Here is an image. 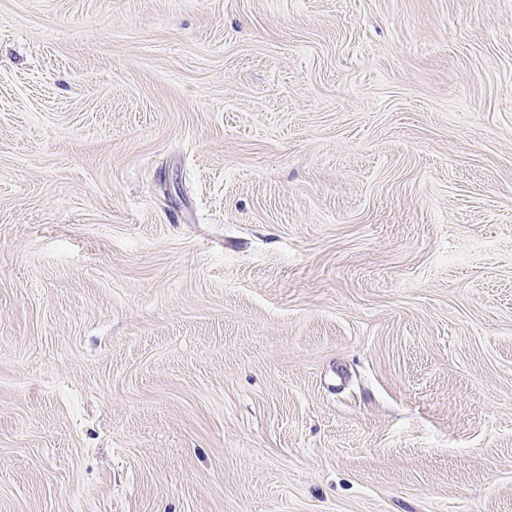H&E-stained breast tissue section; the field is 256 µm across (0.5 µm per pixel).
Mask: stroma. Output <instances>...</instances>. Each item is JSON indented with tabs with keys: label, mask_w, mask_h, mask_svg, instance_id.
<instances>
[{
	"label": "stroma",
	"mask_w": 512,
	"mask_h": 512,
	"mask_svg": "<svg viewBox=\"0 0 512 512\" xmlns=\"http://www.w3.org/2000/svg\"><path fill=\"white\" fill-rule=\"evenodd\" d=\"M0 512H512V0H0Z\"/></svg>",
	"instance_id": "1"
}]
</instances>
